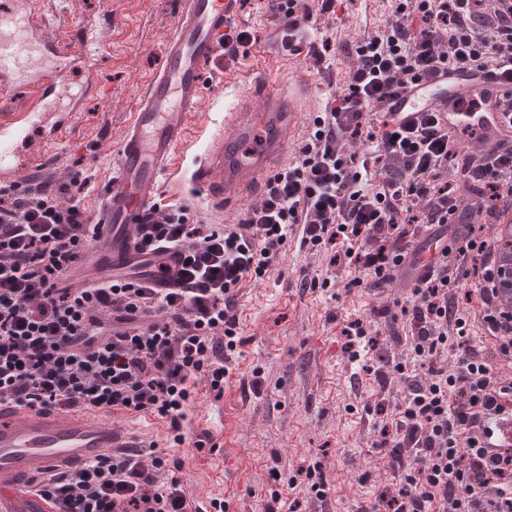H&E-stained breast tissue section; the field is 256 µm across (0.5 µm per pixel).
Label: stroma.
Segmentation results:
<instances>
[{
  "instance_id": "1",
  "label": "stroma",
  "mask_w": 512,
  "mask_h": 512,
  "mask_svg": "<svg viewBox=\"0 0 512 512\" xmlns=\"http://www.w3.org/2000/svg\"><path fill=\"white\" fill-rule=\"evenodd\" d=\"M70 13L112 9L102 40L107 92L89 100L83 115L54 138L36 140L22 181L50 186L79 178L94 213L114 164L116 142L156 67L179 0H60ZM390 0H338L335 12L314 13L296 53L284 50L271 0H244L239 24L256 35L237 58H218L208 71L203 113L227 112V86L255 71L287 84L300 77L323 110L336 80L347 79L355 47L391 21ZM330 288H314V279ZM410 294L374 297L372 278L335 257L291 238L270 278L246 279L231 310L241 343L223 364L222 390L196 378L186 409L185 441L173 445L166 420L141 413L137 422L159 455L179 460L169 469L202 512L212 501L224 512H318L322 496L335 512H369L381 492L398 490L404 466L393 460L383 434L395 431L405 383L394 370L410 355ZM363 322L364 339L344 327ZM387 371L378 381L377 370ZM220 447H210L211 439Z\"/></svg>"
}]
</instances>
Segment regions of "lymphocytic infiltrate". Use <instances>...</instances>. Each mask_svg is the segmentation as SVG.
<instances>
[{
  "mask_svg": "<svg viewBox=\"0 0 512 512\" xmlns=\"http://www.w3.org/2000/svg\"><path fill=\"white\" fill-rule=\"evenodd\" d=\"M393 2L392 21L357 46L337 104L318 113L296 161L266 183L238 227L203 224L189 206L163 203L152 222L138 225L141 248L186 247L181 290L148 280L60 287L90 241L80 206L85 182L0 186V403L149 413L167 419L172 442L182 444L197 375L212 389L224 386L215 357L238 344L229 315L235 290L245 278L269 275L293 233L315 247L357 241L346 256L381 284L409 256L418 231L452 223L460 196L444 175L460 157L434 113L409 126L387 118L376 131L369 117L405 79L441 66H502L512 80V0ZM272 9L283 47L295 49L312 17L305 0H274ZM409 18L420 19L419 28L405 27ZM382 167L399 168V179L378 180ZM474 181L486 218L512 208V156ZM454 253L413 291L410 351L419 370L394 367L408 385L393 446L397 454L412 449L413 460L403 487L381 493L373 512H475L489 486L512 512V456L490 457L474 434L512 383L492 371L486 354L463 346L471 317L453 302L460 279L488 278L490 252L485 239L467 237ZM104 310L112 321L101 318ZM168 465L151 448L119 453L38 491L59 512H199L179 481L158 485Z\"/></svg>",
  "mask_w": 512,
  "mask_h": 512,
  "instance_id": "f902f5d3",
  "label": "lymphocytic infiltrate"
}]
</instances>
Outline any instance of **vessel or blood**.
Returning <instances> with one entry per match:
<instances>
[{"label":"vessel or blood","mask_w":512,"mask_h":512,"mask_svg":"<svg viewBox=\"0 0 512 512\" xmlns=\"http://www.w3.org/2000/svg\"><path fill=\"white\" fill-rule=\"evenodd\" d=\"M240 0H179L160 64L148 81L116 148L112 177L94 216L97 237L69 276L74 288H93L110 274L157 279L160 287L181 285L183 248L141 250L137 224L150 214L160 186L180 169V157L196 151L205 127L202 114L206 71L217 58L224 31L240 15ZM63 35L49 37V18L35 0H0V182L17 183L29 142L43 133L52 115L70 121L87 98L104 94L99 75L100 24L69 15L58 18ZM80 70V90L66 86L67 71ZM312 90L294 79L287 90L264 76L252 77L235 93L224 123L204 141L190 172L204 199L238 214L244 199L260 193L277 172L289 145L310 122L304 109ZM476 109H469L471 100ZM512 87L489 73L442 67L426 78L407 81L381 106L402 122L436 113L458 154L471 162H491L512 152ZM471 133L462 141L461 133ZM412 262L395 267L378 298L389 289L410 291L441 257L444 240ZM493 455H512V403L485 415L477 432ZM132 427L117 424L112 410L18 407L0 404V512H58L38 494L40 483L103 455L141 447Z\"/></svg>","instance_id":"vessel-or-blood-1"}]
</instances>
